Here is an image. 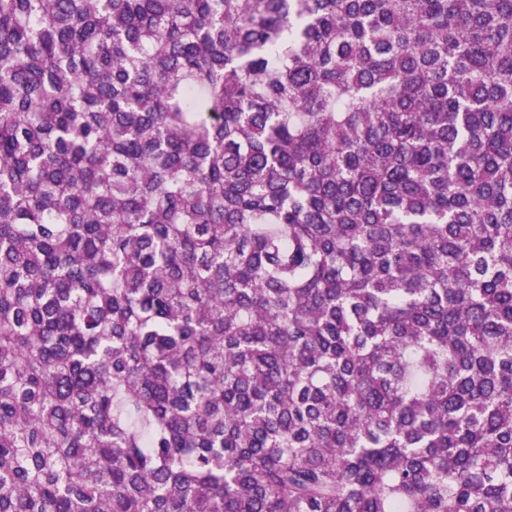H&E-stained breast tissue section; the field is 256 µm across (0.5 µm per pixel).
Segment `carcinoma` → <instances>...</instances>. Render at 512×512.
I'll return each instance as SVG.
<instances>
[{"instance_id": "carcinoma-1", "label": "carcinoma", "mask_w": 512, "mask_h": 512, "mask_svg": "<svg viewBox=\"0 0 512 512\" xmlns=\"http://www.w3.org/2000/svg\"><path fill=\"white\" fill-rule=\"evenodd\" d=\"M0 512H512V0H0Z\"/></svg>"}]
</instances>
